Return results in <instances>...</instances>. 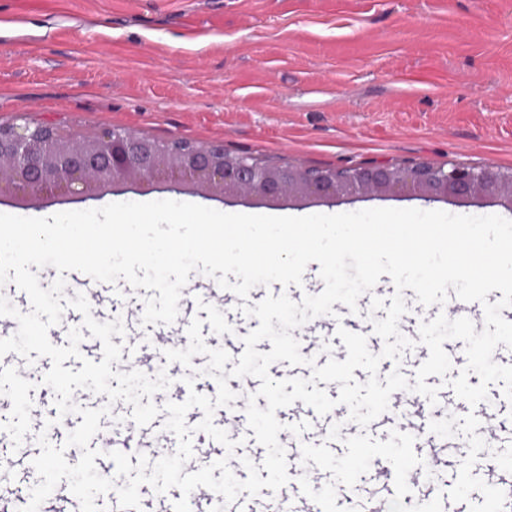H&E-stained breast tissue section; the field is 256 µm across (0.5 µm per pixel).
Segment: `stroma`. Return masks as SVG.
<instances>
[{"label": "stroma", "instance_id": "1", "mask_svg": "<svg viewBox=\"0 0 512 512\" xmlns=\"http://www.w3.org/2000/svg\"><path fill=\"white\" fill-rule=\"evenodd\" d=\"M30 123L67 132L121 128L161 141L223 142L227 152L279 165L343 168L432 162L512 168V0H0V125ZM191 202L225 213L294 216L370 208H417L418 199L360 198L227 203L193 188L169 192L147 182L87 200L0 197V213L21 217L100 208L115 202ZM146 290H113L125 354H154L171 385L153 395L150 430L166 435L167 399L195 378L167 362L169 345L141 322ZM46 357L12 355L0 369V426L20 423L24 441L0 435V486L17 494L39 483L30 460L41 452L39 423L63 445L81 423L59 415L35 369ZM428 424L452 422L461 451L485 443L486 456L512 472V402L504 430L485 438L474 409L436 404ZM473 458L458 469L408 474L412 506L447 497L461 512H512Z\"/></svg>", "mask_w": 512, "mask_h": 512}]
</instances>
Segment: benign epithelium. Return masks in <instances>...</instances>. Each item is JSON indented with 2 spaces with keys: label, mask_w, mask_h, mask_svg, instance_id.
<instances>
[{
  "label": "benign epithelium",
  "mask_w": 512,
  "mask_h": 512,
  "mask_svg": "<svg viewBox=\"0 0 512 512\" xmlns=\"http://www.w3.org/2000/svg\"><path fill=\"white\" fill-rule=\"evenodd\" d=\"M192 185L210 197L314 199L325 203L360 195L425 201L488 200L512 210V170L495 165L445 168L430 162L380 164L314 174L301 165L277 167L253 156L231 155L224 143L162 144L112 128L66 140L48 126H0V195L66 194L93 197L118 182Z\"/></svg>",
  "instance_id": "obj_1"
}]
</instances>
